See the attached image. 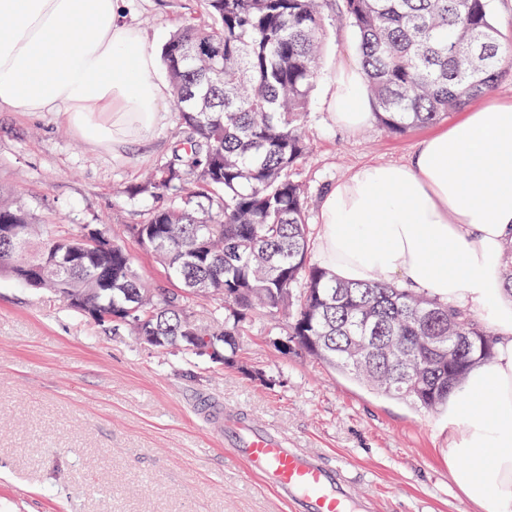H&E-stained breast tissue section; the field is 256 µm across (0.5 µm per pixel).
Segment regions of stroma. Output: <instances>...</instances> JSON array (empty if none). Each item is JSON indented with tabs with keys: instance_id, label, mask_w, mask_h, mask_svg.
<instances>
[{
	"instance_id": "1",
	"label": "stroma",
	"mask_w": 512,
	"mask_h": 512,
	"mask_svg": "<svg viewBox=\"0 0 512 512\" xmlns=\"http://www.w3.org/2000/svg\"><path fill=\"white\" fill-rule=\"evenodd\" d=\"M199 0H127L129 21L161 52ZM348 23L330 24L309 97L311 149L293 172L318 232L325 192L361 166L408 161L459 120L388 132L378 119L336 126L322 100L339 65L358 61ZM175 112L120 151L82 139L58 112H0V195L37 223L118 232L157 205L127 198L166 155ZM283 316L253 319L239 368L142 343L82 317L50 294L0 277V512H288L224 447L211 415L241 411L294 447L346 462L375 512H477L448 472V420L386 397L308 354L281 355Z\"/></svg>"
}]
</instances>
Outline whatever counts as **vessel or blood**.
<instances>
[{"mask_svg":"<svg viewBox=\"0 0 512 512\" xmlns=\"http://www.w3.org/2000/svg\"><path fill=\"white\" fill-rule=\"evenodd\" d=\"M224 444L265 478L290 512H365L344 465L289 447L273 429L228 424Z\"/></svg>","mask_w":512,"mask_h":512,"instance_id":"obj_1","label":"vessel or blood"}]
</instances>
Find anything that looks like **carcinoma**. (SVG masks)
Returning <instances> with one entry per match:
<instances>
[{
	"label": "carcinoma",
	"instance_id": "1",
	"mask_svg": "<svg viewBox=\"0 0 512 512\" xmlns=\"http://www.w3.org/2000/svg\"><path fill=\"white\" fill-rule=\"evenodd\" d=\"M327 2L203 0L201 16L163 48L179 132L148 180L126 190L162 203L125 231L166 283L148 287L107 231L95 249L81 229L35 224L22 205H0V225H18L0 240V274L163 348L209 336L227 365L252 317L286 311L283 354L297 348L422 409L446 406L468 370L493 358L488 328L376 277L339 281L311 256L307 193L293 171L309 153ZM492 2L335 0V16L357 34L381 124L429 125L494 90L505 50ZM198 293L213 302L207 328L195 319ZM450 336L467 337L451 358Z\"/></svg>",
	"mask_w": 512,
	"mask_h": 512
}]
</instances>
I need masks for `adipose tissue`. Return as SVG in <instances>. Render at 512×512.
<instances>
[{
	"mask_svg": "<svg viewBox=\"0 0 512 512\" xmlns=\"http://www.w3.org/2000/svg\"><path fill=\"white\" fill-rule=\"evenodd\" d=\"M124 0H0V111L61 112L85 140L121 149L166 119L168 85ZM324 107L355 130L371 118L360 66L337 69ZM320 264L337 278L401 279L477 312L494 358L451 395L448 471L480 512H512V101L487 95L404 163H369L319 208Z\"/></svg>",
	"mask_w": 512,
	"mask_h": 512,
	"instance_id": "ef3b65f1",
	"label": "adipose tissue"
}]
</instances>
